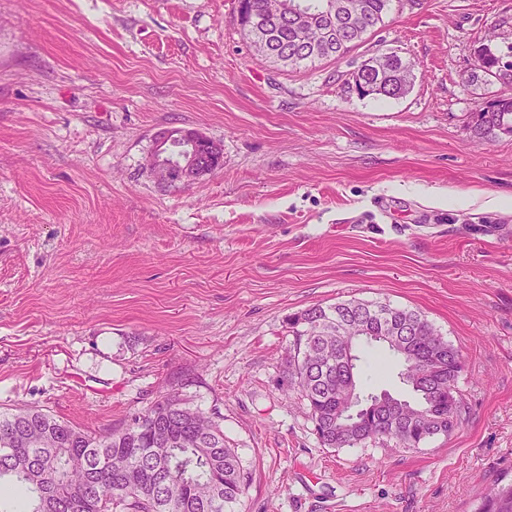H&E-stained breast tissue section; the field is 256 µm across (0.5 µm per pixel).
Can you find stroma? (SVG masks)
Returning a JSON list of instances; mask_svg holds the SVG:
<instances>
[{
	"label": "stroma",
	"instance_id": "obj_1",
	"mask_svg": "<svg viewBox=\"0 0 512 512\" xmlns=\"http://www.w3.org/2000/svg\"><path fill=\"white\" fill-rule=\"evenodd\" d=\"M237 4L0 0V411L96 430L176 382L250 472L241 512H471L512 478V136L470 129L506 91L474 51L512 56V0H393L361 46L296 70L254 53ZM388 51L405 95L348 90ZM170 127L222 168L159 181ZM351 299L462 351L452 435L320 446L280 388L286 320ZM357 354L363 392L412 399L386 349ZM187 141L191 152L181 162L178 177L162 164L161 155L172 140ZM154 150L149 153L148 165L158 179L163 182L177 183L190 182L205 174L213 173L223 165V155L217 152L210 139L202 133L192 129L168 128L155 136ZM213 151V152H212Z\"/></svg>",
	"mask_w": 512,
	"mask_h": 512
}]
</instances>
